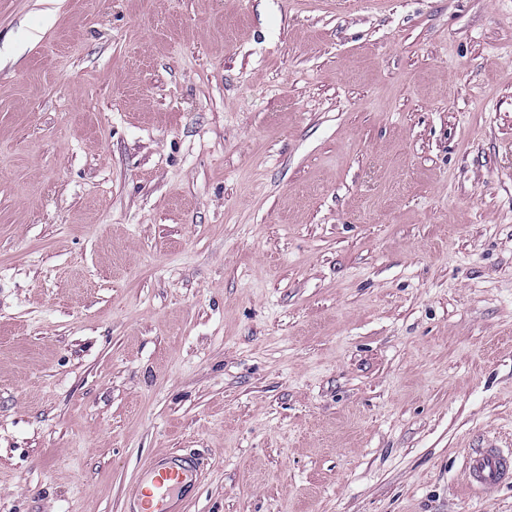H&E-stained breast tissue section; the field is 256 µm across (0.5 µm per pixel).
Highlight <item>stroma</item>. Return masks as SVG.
<instances>
[{"label":"stroma","instance_id":"obj_1","mask_svg":"<svg viewBox=\"0 0 512 512\" xmlns=\"http://www.w3.org/2000/svg\"><path fill=\"white\" fill-rule=\"evenodd\" d=\"M512 0H0V512H512ZM464 473L470 487L488 494L510 480L512 451L492 446L474 449L467 457ZM167 459H160L156 462V467L151 471L155 473L152 482L151 497L155 500V505L147 508L149 512H169V503L175 495L182 494L186 488L194 487L198 480L196 464L190 457H180L175 459L179 467H162Z\"/></svg>","mask_w":512,"mask_h":512}]
</instances>
